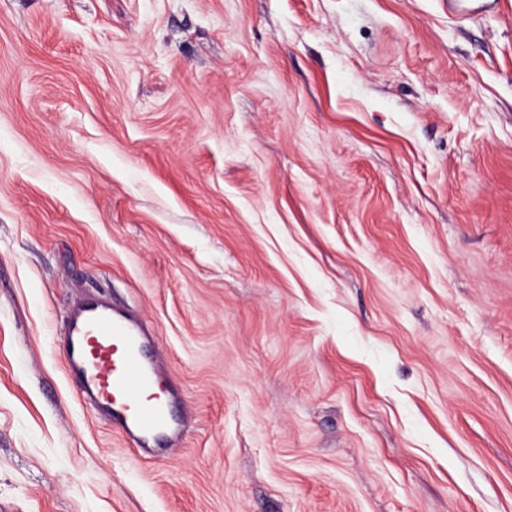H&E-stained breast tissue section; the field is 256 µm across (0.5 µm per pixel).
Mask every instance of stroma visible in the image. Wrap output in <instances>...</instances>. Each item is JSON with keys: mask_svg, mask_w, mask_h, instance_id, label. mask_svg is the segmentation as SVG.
Instances as JSON below:
<instances>
[{"mask_svg": "<svg viewBox=\"0 0 512 512\" xmlns=\"http://www.w3.org/2000/svg\"><path fill=\"white\" fill-rule=\"evenodd\" d=\"M87 292L178 447L66 374ZM0 512H512V12L0 0Z\"/></svg>", "mask_w": 512, "mask_h": 512, "instance_id": "1", "label": "stroma"}]
</instances>
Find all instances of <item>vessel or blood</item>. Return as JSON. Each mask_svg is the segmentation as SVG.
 <instances>
[{
    "label": "vessel or blood",
    "instance_id": "obj_1",
    "mask_svg": "<svg viewBox=\"0 0 512 512\" xmlns=\"http://www.w3.org/2000/svg\"><path fill=\"white\" fill-rule=\"evenodd\" d=\"M505 0H448L450 12H496ZM65 368L86 402L141 450L175 443L181 430L170 396L162 389L156 363L147 355V331L117 315L111 305L89 294L67 318Z\"/></svg>",
    "mask_w": 512,
    "mask_h": 512
}]
</instances>
